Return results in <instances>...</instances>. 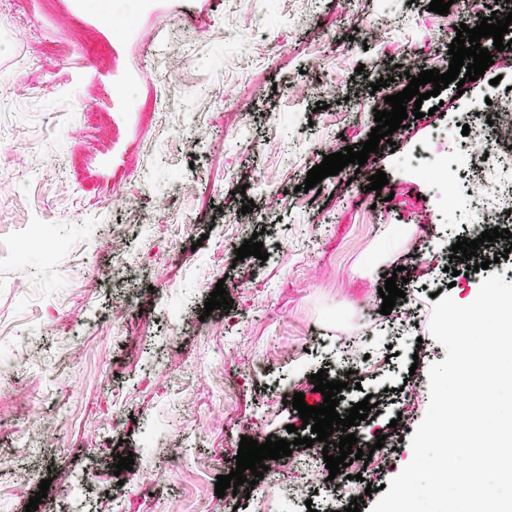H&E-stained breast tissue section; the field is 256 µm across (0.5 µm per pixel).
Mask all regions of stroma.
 I'll return each instance as SVG.
<instances>
[{
  "instance_id": "1",
  "label": "stroma",
  "mask_w": 512,
  "mask_h": 512,
  "mask_svg": "<svg viewBox=\"0 0 512 512\" xmlns=\"http://www.w3.org/2000/svg\"><path fill=\"white\" fill-rule=\"evenodd\" d=\"M112 2L137 17L114 39L155 46L122 61L145 119L115 187L89 168L113 139L109 87L66 67L94 36L69 0L52 34L30 0H0V512H25L45 478L38 512H225L216 478L235 468L242 436L284 439L291 424L310 436L284 398L322 404L310 376L333 371L354 339L385 359L342 393L343 410L379 404L358 440L405 418L378 477L389 484L428 408L404 381L446 357L430 332L436 297L477 294L489 273L512 283V257L484 272L450 260L478 212L406 168L418 150L437 161L473 144L453 115L494 75L511 79L512 58L424 100L395 144L304 193L324 156L367 140L409 75L447 72L458 5L443 16L431 0ZM379 170L388 185L367 191ZM254 235L267 259L236 261ZM396 268L405 295L383 315L378 289ZM220 283L233 306L205 313ZM127 453L132 470L115 472ZM306 480L284 468L279 486L250 487L242 512H322L327 482L310 503L288 501L289 483Z\"/></svg>"
}]
</instances>
